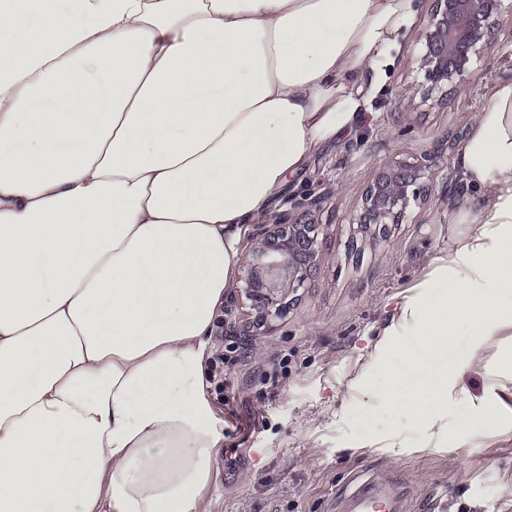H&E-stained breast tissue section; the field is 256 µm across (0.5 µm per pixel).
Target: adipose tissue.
<instances>
[{
	"mask_svg": "<svg viewBox=\"0 0 512 512\" xmlns=\"http://www.w3.org/2000/svg\"><path fill=\"white\" fill-rule=\"evenodd\" d=\"M413 0H0V512H200L204 365L243 225L356 120ZM460 168L476 234L385 329L440 435L512 330V79ZM464 318L468 353L447 357ZM409 337L399 345V337Z\"/></svg>",
	"mask_w": 512,
	"mask_h": 512,
	"instance_id": "obj_1",
	"label": "adipose tissue"
}]
</instances>
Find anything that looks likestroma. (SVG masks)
<instances>
[{
  "label": "stroma",
  "mask_w": 512,
  "mask_h": 512,
  "mask_svg": "<svg viewBox=\"0 0 512 512\" xmlns=\"http://www.w3.org/2000/svg\"><path fill=\"white\" fill-rule=\"evenodd\" d=\"M434 0H414L384 82L352 128L322 146L288 178L270 213L317 225L315 257L300 285L280 288L288 310L258 325L238 267L226 293L214 351L224 382L208 384L224 439L203 512H343L362 483L391 481L404 512H503L512 506V373L498 370L494 336L484 362L448 401L442 438L367 391H387L407 375L403 356L378 352L404 297L447 256L472 225L461 214L479 199L458 163L463 140L490 104L491 89L512 78V0H503L490 49L471 56L466 79L429 92L419 67L420 35ZM423 163L434 180L385 233L359 225L362 199L382 163ZM496 405L490 427L485 402Z\"/></svg>",
  "instance_id": "obj_1"
}]
</instances>
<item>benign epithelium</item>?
Listing matches in <instances>:
<instances>
[{
	"label": "benign epithelium",
	"mask_w": 512,
	"mask_h": 512,
	"mask_svg": "<svg viewBox=\"0 0 512 512\" xmlns=\"http://www.w3.org/2000/svg\"><path fill=\"white\" fill-rule=\"evenodd\" d=\"M420 36V69L433 89L463 79L469 56L491 48V28L501 11L502 0H435ZM432 176L422 164L379 167L369 187L359 223L385 226L403 221L411 202L420 199L419 181ZM317 226L293 219L288 211L259 225L251 251L246 296L261 321L278 317L284 306L275 295L277 283L301 282L302 270L315 253Z\"/></svg>",
	"instance_id": "1"
}]
</instances>
